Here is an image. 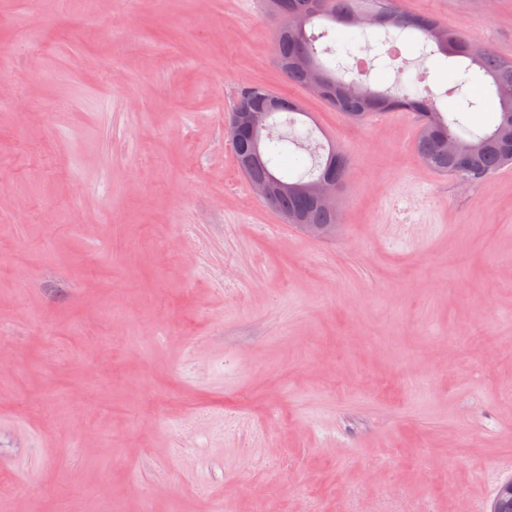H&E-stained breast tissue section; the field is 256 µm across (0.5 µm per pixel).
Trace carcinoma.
I'll list each match as a JSON object with an SVG mask.
<instances>
[{
	"label": "carcinoma",
	"instance_id": "carcinoma-1",
	"mask_svg": "<svg viewBox=\"0 0 512 512\" xmlns=\"http://www.w3.org/2000/svg\"><path fill=\"white\" fill-rule=\"evenodd\" d=\"M278 2L266 0V5L282 20L273 47L288 83L308 90L313 72H319L323 77L319 96L358 123L383 111L391 102L406 105L421 119L416 153L437 173L478 184L512 165L511 60L473 44L431 15L402 11L395 0H286L283 6ZM370 28L381 30L379 42L384 47L399 45L416 32L424 46L430 48L423 59L442 56L456 60L448 67V82L457 92L472 82V68H478L498 104L490 126L476 129L465 118V114L481 107L480 102L464 98L442 104L440 96L426 86L427 73L403 59L396 67V82L390 90H377L346 77L336 57L359 58L367 50ZM271 94L273 91L262 85L243 86L237 91L232 111ZM280 99L283 106L278 113L286 115L282 122L286 130L273 128L263 144L264 169L253 170L247 178L257 177L264 170L277 173L281 157L290 153L294 157L290 182L314 178L326 169L344 179L349 165L346 154L337 149L335 154L321 159L311 149L313 131L295 128L297 104L284 95ZM264 203L288 224L313 226L318 236L330 234L339 222V213H329L311 198L293 192L273 195Z\"/></svg>",
	"mask_w": 512,
	"mask_h": 512
}]
</instances>
